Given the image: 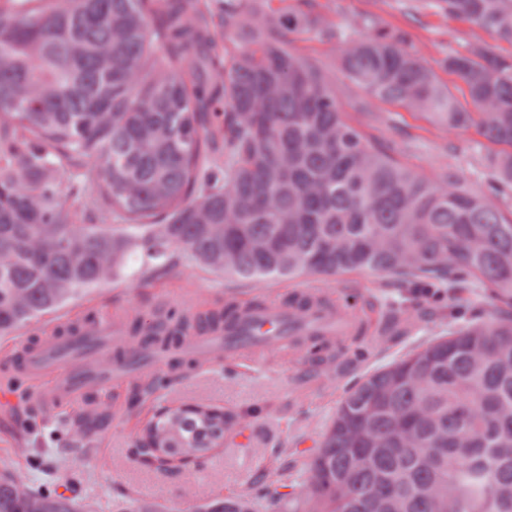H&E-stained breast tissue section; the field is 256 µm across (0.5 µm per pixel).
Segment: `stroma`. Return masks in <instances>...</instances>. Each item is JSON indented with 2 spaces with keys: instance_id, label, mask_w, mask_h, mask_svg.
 I'll return each instance as SVG.
<instances>
[{
  "instance_id": "1",
  "label": "stroma",
  "mask_w": 512,
  "mask_h": 512,
  "mask_svg": "<svg viewBox=\"0 0 512 512\" xmlns=\"http://www.w3.org/2000/svg\"><path fill=\"white\" fill-rule=\"evenodd\" d=\"M314 12L332 18L350 36L363 35V18L384 30L403 29L412 50L426 64L474 46L507 54L512 45L448 17L437 0H314ZM299 53L335 72L336 92L346 121L366 135L381 139L406 165L427 174L450 165L471 174V186L484 193L491 180L488 151L475 132L449 137L446 130L421 114L373 102L359 111L358 92L344 74L330 44L312 36L296 42ZM312 292L331 301H373L393 320L385 331L351 336L337 345L336 356L305 363L296 348L244 352L222 366L192 372L171 365L160 388L134 376L111 403L96 399L94 407H70L49 418L28 403L29 383L17 377L0 402V465L28 474L49 466L60 480L58 493L100 503L99 512H127L143 499L160 512H191L203 498L250 491L263 471L277 468L289 480L302 477L309 457L336 414L345 393L365 375L412 348L455 326L486 317L491 309L482 290L472 289L465 301L450 304L447 288L426 297L409 288L389 286L384 275L368 272L328 278L301 276L259 282L227 280L180 257L161 272H148L140 254H132L121 275L86 296L56 310L57 318L89 319L96 309L121 313L125 323L158 318L161 311L178 315L204 313L237 300L282 301ZM223 408L234 416L224 445L189 470H155L133 453L158 410L195 404Z\"/></svg>"
}]
</instances>
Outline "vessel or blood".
I'll list each match as a JSON object with an SVG mask.
<instances>
[{
  "mask_svg": "<svg viewBox=\"0 0 512 512\" xmlns=\"http://www.w3.org/2000/svg\"><path fill=\"white\" fill-rule=\"evenodd\" d=\"M292 329L313 337L348 336L353 326L336 308L314 306L307 310L303 318L297 319L285 315L278 305L264 304L251 309L245 318L231 328L199 333L186 348H162L159 354L152 357L143 374L148 378L153 377L174 359L181 357L190 359L196 369H204L221 356H236L242 346L250 342L265 345L288 342V332ZM104 334L108 335L110 345L124 343L126 326L119 315L98 312L76 336L53 333L34 345L16 342V359L5 367L4 372L24 375L30 383V404L45 411L70 406L82 400L90 389L112 395L124 388L129 377L128 364L116 363L110 372L96 374L67 362L70 352L83 350L86 341H98Z\"/></svg>",
  "mask_w": 512,
  "mask_h": 512,
  "instance_id": "b4317fda",
  "label": "vessel or blood"
}]
</instances>
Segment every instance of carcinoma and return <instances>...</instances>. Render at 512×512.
<instances>
[{
  "mask_svg": "<svg viewBox=\"0 0 512 512\" xmlns=\"http://www.w3.org/2000/svg\"><path fill=\"white\" fill-rule=\"evenodd\" d=\"M219 2L216 13L208 0H0V335L118 276L134 250L148 265L178 252L243 280L381 273L446 284L452 303L476 282L487 320L367 375L306 477L294 486L272 473L265 496L290 512H512V213L465 170L426 175L369 140L344 119L336 76L293 43L315 31L337 45L362 108L388 102L450 135L475 130L496 195L512 191V55L476 46L440 60L465 84L462 104L406 31L365 18L373 32L339 42L313 0ZM441 2L512 45V0ZM241 312L229 303L150 327L146 347L232 326ZM229 424L197 405L148 427L153 446L196 455ZM259 508L231 493L196 512ZM83 510L0 470V512Z\"/></svg>",
  "mask_w": 512,
  "mask_h": 512,
  "instance_id": "obj_1",
  "label": "carcinoma"
}]
</instances>
